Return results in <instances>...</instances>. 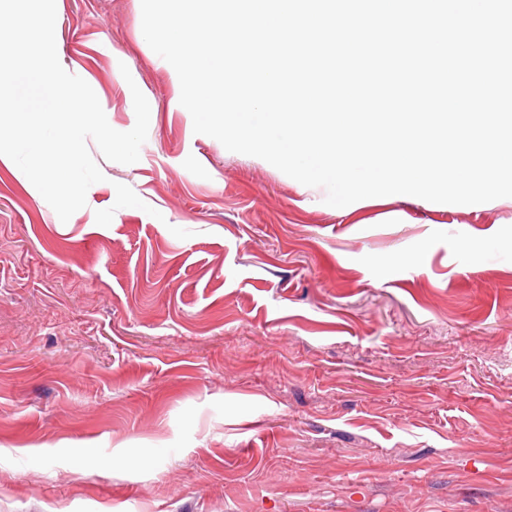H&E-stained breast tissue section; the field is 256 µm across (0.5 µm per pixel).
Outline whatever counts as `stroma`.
Listing matches in <instances>:
<instances>
[{"label": "stroma", "instance_id": "35a3bbf8", "mask_svg": "<svg viewBox=\"0 0 512 512\" xmlns=\"http://www.w3.org/2000/svg\"><path fill=\"white\" fill-rule=\"evenodd\" d=\"M56 9L150 122L65 222L0 163V512H512V198L329 206L194 133L141 0Z\"/></svg>", "mask_w": 512, "mask_h": 512}]
</instances>
